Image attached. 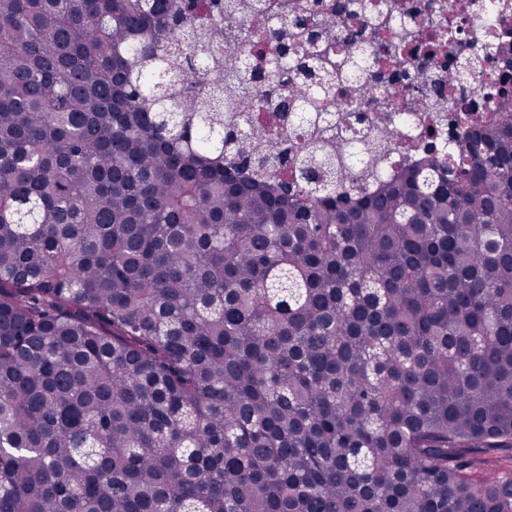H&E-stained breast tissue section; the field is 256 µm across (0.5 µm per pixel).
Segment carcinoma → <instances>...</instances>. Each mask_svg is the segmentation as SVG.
Segmentation results:
<instances>
[{"label": "carcinoma", "mask_w": 512, "mask_h": 512, "mask_svg": "<svg viewBox=\"0 0 512 512\" xmlns=\"http://www.w3.org/2000/svg\"><path fill=\"white\" fill-rule=\"evenodd\" d=\"M358 13L0 0V512H512V105L338 206Z\"/></svg>", "instance_id": "1"}]
</instances>
